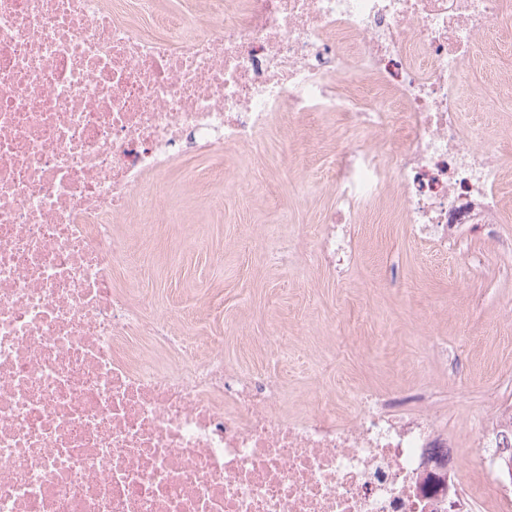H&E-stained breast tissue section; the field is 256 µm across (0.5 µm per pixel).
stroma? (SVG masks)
Returning <instances> with one entry per match:
<instances>
[{
	"label": "stroma",
	"instance_id": "1",
	"mask_svg": "<svg viewBox=\"0 0 512 512\" xmlns=\"http://www.w3.org/2000/svg\"><path fill=\"white\" fill-rule=\"evenodd\" d=\"M488 65L470 76L498 91L512 60V36L493 38ZM465 120L503 163V224L512 236V99ZM346 143L335 112L279 119L262 135L250 168L253 191L233 186L237 150L197 153L163 172L169 200L147 234L131 235L132 263L112 273L158 312L192 323L196 336L224 343V360L284 389L293 408L346 400L349 388L396 393L426 381L452 441L462 480H476L467 450L473 419L512 405V263L494 238L452 249L419 239L398 217L395 196L374 202L352 232L356 261L333 275L316 251L331 209V175Z\"/></svg>",
	"mask_w": 512,
	"mask_h": 512
}]
</instances>
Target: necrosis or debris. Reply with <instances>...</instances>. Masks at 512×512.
<instances>
[{
    "mask_svg": "<svg viewBox=\"0 0 512 512\" xmlns=\"http://www.w3.org/2000/svg\"><path fill=\"white\" fill-rule=\"evenodd\" d=\"M153 3L148 28L115 0H0V512H512V408L478 422L465 488L425 387L295 416L112 285V226L132 197L157 211L167 159L252 154L285 113L352 132L318 242L334 274L390 192L439 246L495 236L500 160L462 114L499 108L468 73L512 0H212L193 21Z\"/></svg>",
    "mask_w": 512,
    "mask_h": 512,
    "instance_id": "4bbe7bcc",
    "label": "necrosis or debris"
}]
</instances>
